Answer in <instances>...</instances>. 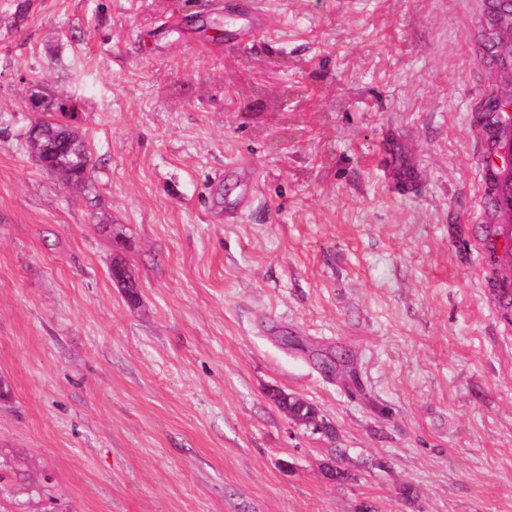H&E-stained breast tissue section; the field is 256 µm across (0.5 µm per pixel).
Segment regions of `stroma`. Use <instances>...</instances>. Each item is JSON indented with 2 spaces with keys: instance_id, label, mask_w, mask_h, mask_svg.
<instances>
[{
  "instance_id": "1",
  "label": "stroma",
  "mask_w": 512,
  "mask_h": 512,
  "mask_svg": "<svg viewBox=\"0 0 512 512\" xmlns=\"http://www.w3.org/2000/svg\"><path fill=\"white\" fill-rule=\"evenodd\" d=\"M229 1L0 0V512H512L491 0ZM42 126L48 133V140L51 146L57 149L64 148L63 157L65 158L64 168L59 170V174L67 180H72V173L84 170L90 163L87 149L82 143L78 148L69 147L65 144L67 138V126L60 123L44 122ZM87 177V171L82 172V180Z\"/></svg>"
}]
</instances>
